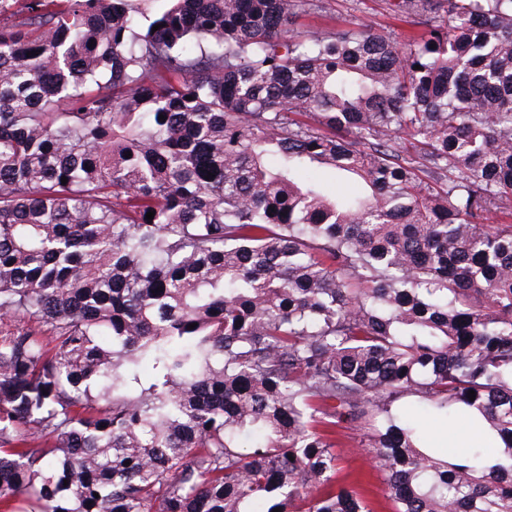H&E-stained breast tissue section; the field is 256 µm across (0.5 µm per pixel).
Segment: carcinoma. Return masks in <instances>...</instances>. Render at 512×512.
Returning a JSON list of instances; mask_svg holds the SVG:
<instances>
[{"instance_id": "cac0c4a2", "label": "carcinoma", "mask_w": 512, "mask_h": 512, "mask_svg": "<svg viewBox=\"0 0 512 512\" xmlns=\"http://www.w3.org/2000/svg\"><path fill=\"white\" fill-rule=\"evenodd\" d=\"M389 5L0 0V512H512V0ZM387 0H329L326 9L303 12L296 19L294 29L301 33H311L325 29H353L361 22L371 24L384 31L398 43L406 44L423 30L418 19H395L388 10ZM343 445L336 450L341 453L343 470L337 475L342 482L349 474L348 481L359 477L367 487L366 498L372 512H392V503L387 498L384 477L373 467L369 454L361 448L356 447L360 441L359 433L356 430L344 429L342 431Z\"/></svg>"}]
</instances>
